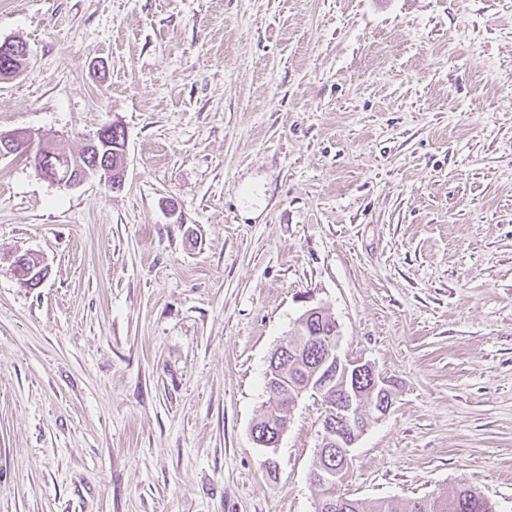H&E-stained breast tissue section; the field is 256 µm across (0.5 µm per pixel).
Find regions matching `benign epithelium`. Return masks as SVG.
<instances>
[{"instance_id": "7a95c632", "label": "benign epithelium", "mask_w": 512, "mask_h": 512, "mask_svg": "<svg viewBox=\"0 0 512 512\" xmlns=\"http://www.w3.org/2000/svg\"><path fill=\"white\" fill-rule=\"evenodd\" d=\"M31 52L25 42L0 41V81L15 77L30 64ZM112 127L100 129L89 138L83 149V162L75 164L66 187L72 188L97 179L107 187L118 188L112 180L125 174L124 151H112ZM32 134L18 131L0 135V160L29 149ZM64 154L57 138L41 139V146L31 156L40 175L53 167V160ZM15 275L26 286L38 282L45 274V267L33 253L14 256ZM299 331L293 334L297 350L308 353L319 350L318 362L313 366L309 382L294 393H289L291 410L305 394L323 398L329 406L324 421L318 464L312 474L320 482L321 495L327 496L347 481L352 465V448L371 424L386 416L393 404L394 391L391 380L374 367L361 360H350L340 353L338 326L321 306L308 309L297 321ZM288 429V421L279 422L264 431L253 430L256 444L276 450Z\"/></svg>"}]
</instances>
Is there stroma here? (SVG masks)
Here are the masks:
<instances>
[{
	"label": "stroma",
	"instance_id": "obj_1",
	"mask_svg": "<svg viewBox=\"0 0 512 512\" xmlns=\"http://www.w3.org/2000/svg\"><path fill=\"white\" fill-rule=\"evenodd\" d=\"M4 39L0 133L117 124L126 175L0 160V512H314L321 403L252 426L316 306L395 382L345 493L512 512V0H0ZM30 60L31 52L25 42L0 41V81L15 77L25 66H29ZM30 258H33L35 261L32 262ZM12 266L20 282L29 287H32V284L37 283L39 279L42 280L46 270L39 257L29 252L14 256ZM22 266H24L26 270L25 273L21 270ZM29 278H31V280L27 282L26 280Z\"/></svg>",
	"mask_w": 512,
	"mask_h": 512
}]
</instances>
